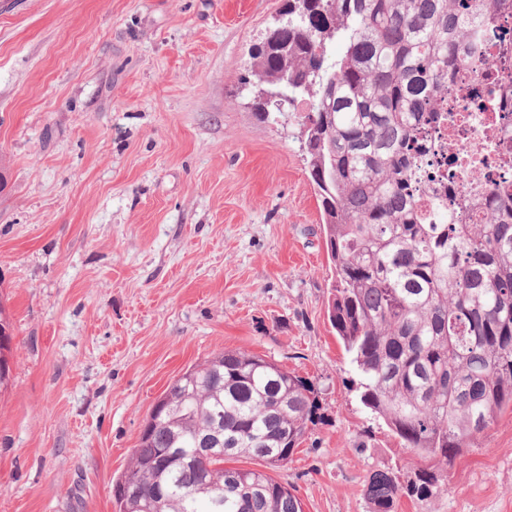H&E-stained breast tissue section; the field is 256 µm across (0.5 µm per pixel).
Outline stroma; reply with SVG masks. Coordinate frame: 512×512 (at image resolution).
<instances>
[{
    "mask_svg": "<svg viewBox=\"0 0 512 512\" xmlns=\"http://www.w3.org/2000/svg\"><path fill=\"white\" fill-rule=\"evenodd\" d=\"M285 0H0V512H118L169 382L222 350L315 385L322 420L275 477L304 512H372L422 459L360 402L327 313L320 201L252 50ZM394 512H512V410ZM438 478L432 468L415 470L406 481L389 471L373 473L367 483L366 496L373 512H391L395 502L402 496L425 500L434 494Z\"/></svg>",
    "mask_w": 512,
    "mask_h": 512,
    "instance_id": "1",
    "label": "stroma"
}]
</instances>
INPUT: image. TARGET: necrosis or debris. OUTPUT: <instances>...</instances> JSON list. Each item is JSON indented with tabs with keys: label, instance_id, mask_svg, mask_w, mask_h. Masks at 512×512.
<instances>
[{
	"label": "necrosis or debris",
	"instance_id": "necrosis-or-debris-1",
	"mask_svg": "<svg viewBox=\"0 0 512 512\" xmlns=\"http://www.w3.org/2000/svg\"><path fill=\"white\" fill-rule=\"evenodd\" d=\"M441 107L449 118L429 133L435 149L422 179L430 193L419 198V208L428 210L435 197L455 208L461 190L477 180L512 186V171L500 163L512 155V99H502L464 68Z\"/></svg>",
	"mask_w": 512,
	"mask_h": 512
}]
</instances>
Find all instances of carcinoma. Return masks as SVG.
Masks as SVG:
<instances>
[{"mask_svg":"<svg viewBox=\"0 0 512 512\" xmlns=\"http://www.w3.org/2000/svg\"><path fill=\"white\" fill-rule=\"evenodd\" d=\"M512 0H288L255 53L260 94L311 101L301 150L321 198L335 281L332 328L355 365L362 404L414 454L446 464L512 408V194L480 182L460 210L433 202L415 149L440 121L456 66L481 72L486 28ZM500 73L512 95V40L500 38ZM480 209L483 221L470 224ZM166 407L143 426L115 483L120 512H304L294 488L269 469L288 462L321 421L313 383L257 354L224 350L175 378ZM224 427V456L190 463L212 420ZM429 467L402 481L373 473L372 512L402 496L425 500Z\"/></svg>","mask_w":512,"mask_h":512,"instance_id":"carcinoma-1","label":"carcinoma"}]
</instances>
